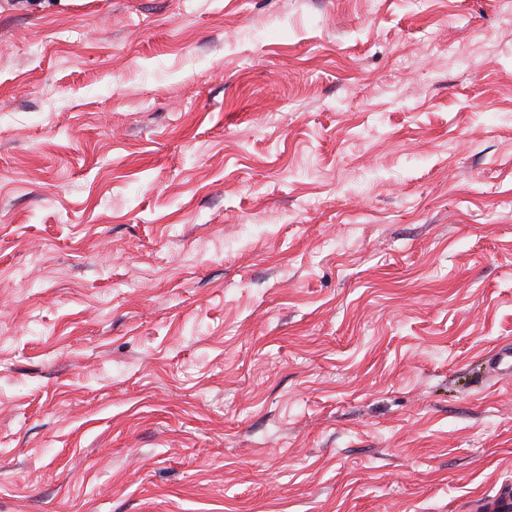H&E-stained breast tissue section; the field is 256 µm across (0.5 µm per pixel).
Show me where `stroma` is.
Returning <instances> with one entry per match:
<instances>
[{
	"mask_svg": "<svg viewBox=\"0 0 512 512\" xmlns=\"http://www.w3.org/2000/svg\"><path fill=\"white\" fill-rule=\"evenodd\" d=\"M511 6L0 0V512L512 486ZM488 370L496 377L512 378V347L500 346L491 352L487 360Z\"/></svg>",
	"mask_w": 512,
	"mask_h": 512,
	"instance_id": "obj_1",
	"label": "stroma"
}]
</instances>
